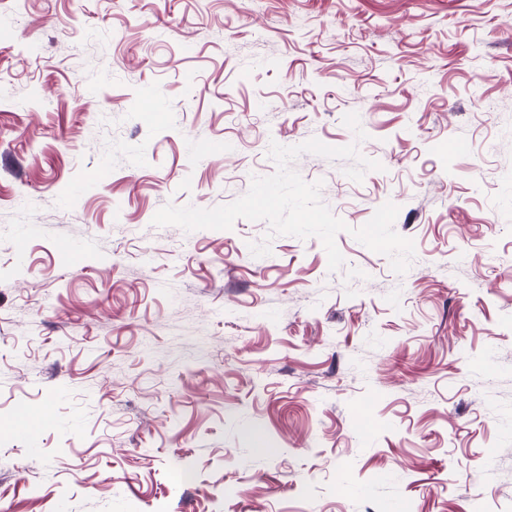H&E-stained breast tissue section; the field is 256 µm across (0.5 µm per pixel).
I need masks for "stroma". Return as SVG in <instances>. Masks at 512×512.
Returning <instances> with one entry per match:
<instances>
[{
	"instance_id": "35a3bbf8",
	"label": "stroma",
	"mask_w": 512,
	"mask_h": 512,
	"mask_svg": "<svg viewBox=\"0 0 512 512\" xmlns=\"http://www.w3.org/2000/svg\"><path fill=\"white\" fill-rule=\"evenodd\" d=\"M311 138L339 270L153 225ZM396 502L512 512V0H0V512Z\"/></svg>"
}]
</instances>
